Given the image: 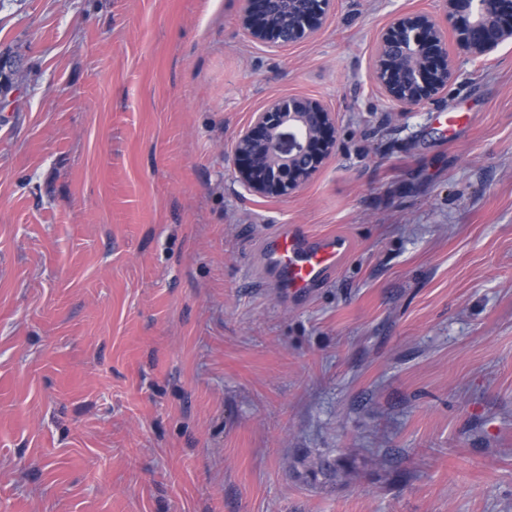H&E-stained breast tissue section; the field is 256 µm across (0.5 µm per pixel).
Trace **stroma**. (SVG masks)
Returning <instances> with one entry per match:
<instances>
[{
	"label": "stroma",
	"mask_w": 512,
	"mask_h": 512,
	"mask_svg": "<svg viewBox=\"0 0 512 512\" xmlns=\"http://www.w3.org/2000/svg\"><path fill=\"white\" fill-rule=\"evenodd\" d=\"M242 0H0V512H512V44L410 113L336 0L253 42ZM320 100L334 155L245 189L237 133ZM347 237L284 297L269 236Z\"/></svg>",
	"instance_id": "obj_1"
}]
</instances>
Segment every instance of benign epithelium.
I'll return each instance as SVG.
<instances>
[{"instance_id": "7a95c632", "label": "benign epithelium", "mask_w": 512, "mask_h": 512, "mask_svg": "<svg viewBox=\"0 0 512 512\" xmlns=\"http://www.w3.org/2000/svg\"><path fill=\"white\" fill-rule=\"evenodd\" d=\"M335 0H243L240 22L271 47L306 42ZM472 59L512 44V0H438V14L397 15L378 36L371 76L381 95L403 110L431 104L457 77L447 38ZM334 113L317 99L269 100L236 136L232 162L245 188L266 198L297 193L336 149Z\"/></svg>"}]
</instances>
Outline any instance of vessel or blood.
Masks as SVG:
<instances>
[{"instance_id": "1", "label": "vessel or blood", "mask_w": 512, "mask_h": 512, "mask_svg": "<svg viewBox=\"0 0 512 512\" xmlns=\"http://www.w3.org/2000/svg\"><path fill=\"white\" fill-rule=\"evenodd\" d=\"M343 251L344 243L336 236L313 238L292 231L278 233L264 245L278 287L290 293L317 287L335 270Z\"/></svg>"}]
</instances>
